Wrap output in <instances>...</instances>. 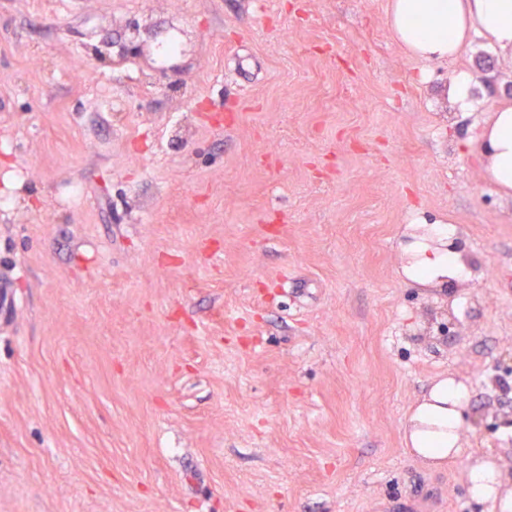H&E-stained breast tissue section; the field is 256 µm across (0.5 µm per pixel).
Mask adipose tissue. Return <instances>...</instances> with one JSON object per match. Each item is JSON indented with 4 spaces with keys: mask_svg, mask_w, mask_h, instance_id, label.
<instances>
[{
    "mask_svg": "<svg viewBox=\"0 0 512 512\" xmlns=\"http://www.w3.org/2000/svg\"><path fill=\"white\" fill-rule=\"evenodd\" d=\"M388 24L394 39L413 58L430 62L457 58L472 36L512 53V0H389ZM489 179L512 193V106L498 109L481 146ZM412 276L428 283L462 276L464 265L455 252L431 250L420 242L414 248ZM468 388L454 379L437 382L410 418L408 444L412 455L432 467L460 456L459 432ZM468 492L478 501L498 500L500 512H512V497H499V473L488 464L468 472Z\"/></svg>",
    "mask_w": 512,
    "mask_h": 512,
    "instance_id": "obj_1",
    "label": "adipose tissue"
}]
</instances>
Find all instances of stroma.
<instances>
[{"label": "stroma", "mask_w": 512, "mask_h": 512, "mask_svg": "<svg viewBox=\"0 0 512 512\" xmlns=\"http://www.w3.org/2000/svg\"><path fill=\"white\" fill-rule=\"evenodd\" d=\"M387 4L0 0V512H498L482 463L512 494V196L467 150L512 55L416 60ZM437 227L467 279H412ZM473 78L468 72H460L451 89V95L454 103L462 111L469 110L471 107L470 90ZM469 395L468 388L454 379L437 382L411 415L408 451L431 467H440L460 456L463 448L459 432ZM468 492L478 501L497 500L500 474L489 464L471 468L468 472Z\"/></svg>", "instance_id": "35a3bbf8"}]
</instances>
